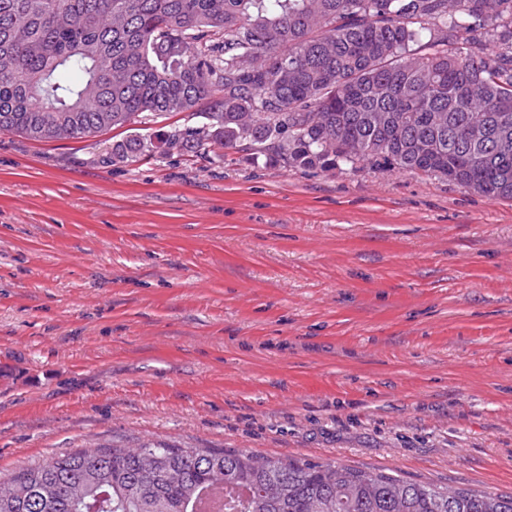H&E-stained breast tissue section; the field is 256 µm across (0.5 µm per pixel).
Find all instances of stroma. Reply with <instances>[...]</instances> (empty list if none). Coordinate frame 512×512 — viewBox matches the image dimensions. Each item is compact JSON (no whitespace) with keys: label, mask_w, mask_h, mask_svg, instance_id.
I'll return each instance as SVG.
<instances>
[{"label":"stroma","mask_w":512,"mask_h":512,"mask_svg":"<svg viewBox=\"0 0 512 512\" xmlns=\"http://www.w3.org/2000/svg\"><path fill=\"white\" fill-rule=\"evenodd\" d=\"M0 133V474L161 443L512 494V200Z\"/></svg>","instance_id":"stroma-1"}]
</instances>
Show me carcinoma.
Here are the masks:
<instances>
[{"mask_svg": "<svg viewBox=\"0 0 512 512\" xmlns=\"http://www.w3.org/2000/svg\"><path fill=\"white\" fill-rule=\"evenodd\" d=\"M203 101L209 111L196 112ZM195 112L166 149L393 168L512 199V0H0V132L84 138ZM148 148L136 136L112 159ZM512 512L224 448L98 447L0 477V512Z\"/></svg>", "mask_w": 512, "mask_h": 512, "instance_id": "carcinoma-1", "label": "carcinoma"}]
</instances>
